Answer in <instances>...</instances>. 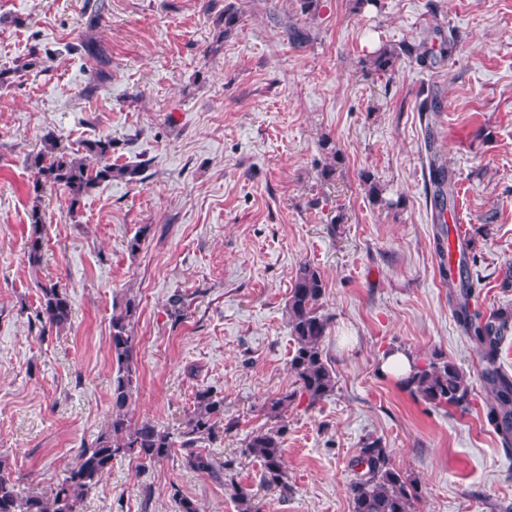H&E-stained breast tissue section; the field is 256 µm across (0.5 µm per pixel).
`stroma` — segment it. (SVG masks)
Listing matches in <instances>:
<instances>
[{
	"label": "stroma",
	"mask_w": 512,
	"mask_h": 512,
	"mask_svg": "<svg viewBox=\"0 0 512 512\" xmlns=\"http://www.w3.org/2000/svg\"><path fill=\"white\" fill-rule=\"evenodd\" d=\"M229 3L240 21L221 39L213 19ZM105 4L96 36L112 81L89 95V63L62 53L84 30L86 0H0V68L35 45L52 52L0 86V455L21 490H50L104 428L112 300L130 292L131 415L176 434L198 388L220 392L224 432L206 451L234 461L258 512H350L349 462L368 436L417 478L412 512H512V449L485 421L491 395L448 302V250L424 192L430 135L457 183L450 215L479 302L512 312V0H378L358 13L352 0H320L313 21L293 0ZM295 28L307 43L293 42ZM453 35L438 67L406 55L387 73L363 65L379 47ZM433 91L443 109L428 125L417 105ZM50 130L71 153L112 138L118 162H144L143 182L103 183L74 213L61 187L34 195L28 159ZM36 204L45 245L32 269ZM305 262L326 288L336 388L288 411L283 496L241 450L266 425L261 405L296 388L285 305ZM49 283L66 289L72 317L43 338L34 309ZM392 349L421 366L436 352L454 361L469 409L429 404L382 374ZM176 490L201 512H239L223 483L179 456L114 460L82 512H179ZM29 233L26 258L29 267L37 268L43 261L45 219L39 205H33L28 213Z\"/></svg>",
	"instance_id": "stroma-1"
}]
</instances>
